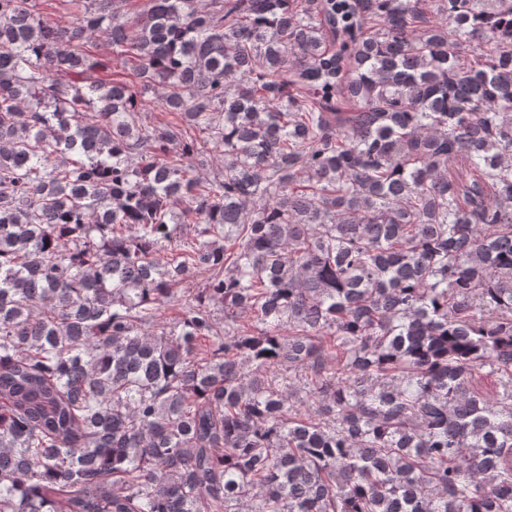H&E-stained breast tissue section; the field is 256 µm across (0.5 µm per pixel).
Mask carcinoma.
I'll use <instances>...</instances> for the list:
<instances>
[{
	"label": "carcinoma",
	"mask_w": 512,
	"mask_h": 512,
	"mask_svg": "<svg viewBox=\"0 0 512 512\" xmlns=\"http://www.w3.org/2000/svg\"><path fill=\"white\" fill-rule=\"evenodd\" d=\"M119 2L0 0V512H512V0Z\"/></svg>",
	"instance_id": "obj_1"
}]
</instances>
